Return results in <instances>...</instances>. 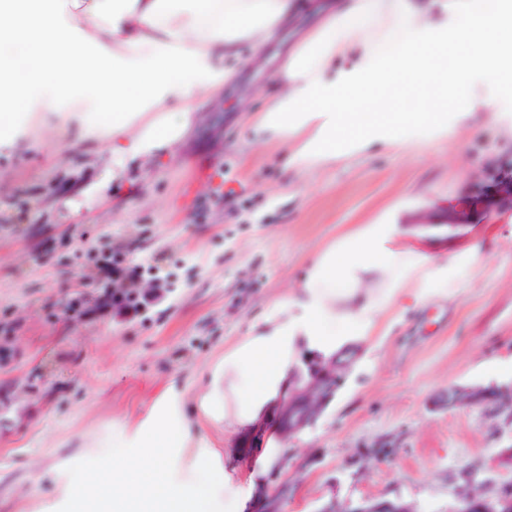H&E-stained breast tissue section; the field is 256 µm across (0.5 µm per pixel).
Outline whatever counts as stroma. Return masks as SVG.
I'll return each mask as SVG.
<instances>
[{"instance_id":"1","label":"stroma","mask_w":512,"mask_h":512,"mask_svg":"<svg viewBox=\"0 0 512 512\" xmlns=\"http://www.w3.org/2000/svg\"><path fill=\"white\" fill-rule=\"evenodd\" d=\"M268 73L245 74L172 157L129 163L101 185L100 143L58 150L31 133L0 151V512H71L78 479L140 455L164 421L192 476L206 452L246 472L279 436L274 416L234 428L197 400L314 257L364 224L426 255L439 276L407 284L358 345L336 395L289 440L285 512L329 495L400 498L454 512L461 469L512 481V424L493 406H447L448 388H512V89L491 112H450L393 147L302 174L277 146L247 148L238 100L262 106ZM224 172L223 187L196 176ZM148 262L168 291L133 319L93 313L113 254ZM91 310L68 318L62 307Z\"/></svg>"}]
</instances>
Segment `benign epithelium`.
I'll return each mask as SVG.
<instances>
[{"label": "benign epithelium", "mask_w": 512, "mask_h": 512, "mask_svg": "<svg viewBox=\"0 0 512 512\" xmlns=\"http://www.w3.org/2000/svg\"><path fill=\"white\" fill-rule=\"evenodd\" d=\"M336 364L316 363L311 367V379L294 391L282 402L277 424L280 434L288 439L301 429L311 425L331 400L336 390ZM448 405H485L494 401V406L506 414L512 423V392L492 393L485 389H452L445 397ZM479 470L468 468L462 472L464 484L457 489L458 508L456 512H512V495L506 489L512 487L500 484L486 493L478 489ZM290 489L288 480L277 483L264 495L257 512H283ZM316 512H417L416 506L401 499H373L354 502L331 496Z\"/></svg>", "instance_id": "7a95c632"}]
</instances>
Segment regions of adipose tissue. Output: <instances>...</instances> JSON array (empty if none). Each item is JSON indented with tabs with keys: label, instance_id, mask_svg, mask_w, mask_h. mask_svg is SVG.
<instances>
[{
	"label": "adipose tissue",
	"instance_id": "1",
	"mask_svg": "<svg viewBox=\"0 0 512 512\" xmlns=\"http://www.w3.org/2000/svg\"><path fill=\"white\" fill-rule=\"evenodd\" d=\"M301 15L313 23L274 60L278 94L241 114L250 144L284 147L300 170L396 142L450 110L493 111L474 78L512 86V0H0V145L24 135L18 113L37 112L58 145H72L75 129L105 143L121 178L129 160L174 155L202 105L221 100ZM433 273L421 253L387 247L384 225H362L225 352L206 401L225 422L252 426L287 397L306 359L354 344L403 279ZM141 446L110 474L84 478L75 512H244L281 459L267 449L240 483L198 457L192 480L176 484L180 456L166 430Z\"/></svg>",
	"mask_w": 512,
	"mask_h": 512
}]
</instances>
